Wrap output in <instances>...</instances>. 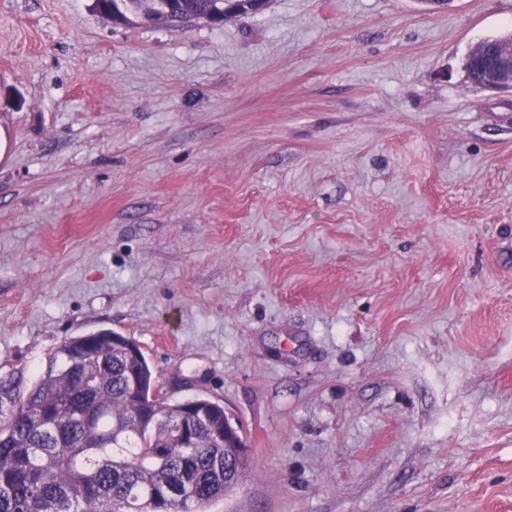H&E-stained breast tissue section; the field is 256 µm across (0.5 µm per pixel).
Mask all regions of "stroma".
Masks as SVG:
<instances>
[{
    "mask_svg": "<svg viewBox=\"0 0 512 512\" xmlns=\"http://www.w3.org/2000/svg\"><path fill=\"white\" fill-rule=\"evenodd\" d=\"M512 0L216 27L0 0V394L132 338L248 448L209 512H512ZM512 34H505L498 38L487 39L476 43L470 50L476 52L484 48L487 52L495 51L499 45L501 47V55L497 57L489 68L490 83L487 88L494 90H510L512 91ZM508 44V45H506ZM469 52V53H470Z\"/></svg>",
    "mask_w": 512,
    "mask_h": 512,
    "instance_id": "35a3bbf8",
    "label": "stroma"
}]
</instances>
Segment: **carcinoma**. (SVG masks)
Returning <instances> with one entry per match:
<instances>
[{
  "label": "carcinoma",
  "instance_id": "1",
  "mask_svg": "<svg viewBox=\"0 0 512 512\" xmlns=\"http://www.w3.org/2000/svg\"><path fill=\"white\" fill-rule=\"evenodd\" d=\"M119 24L182 28L253 13L251 0H95ZM187 438L182 403L161 392L129 338L102 330L65 339L47 369L9 399L0 424V512H208L237 484L247 448L224 407Z\"/></svg>",
  "mask_w": 512,
  "mask_h": 512
}]
</instances>
